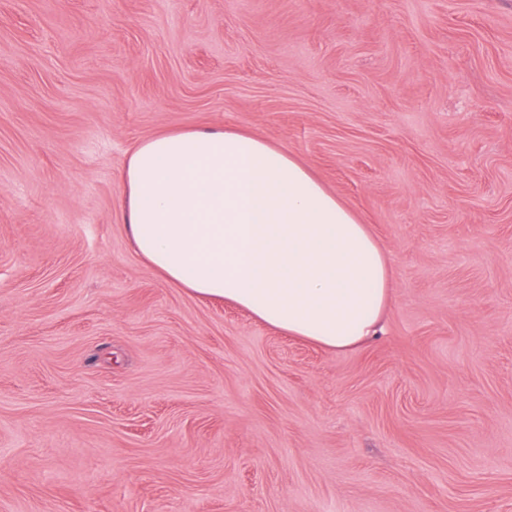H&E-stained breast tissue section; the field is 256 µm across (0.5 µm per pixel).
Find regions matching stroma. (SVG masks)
<instances>
[{"label":"stroma","instance_id":"1","mask_svg":"<svg viewBox=\"0 0 512 512\" xmlns=\"http://www.w3.org/2000/svg\"><path fill=\"white\" fill-rule=\"evenodd\" d=\"M224 127L386 249L377 338L135 252L128 151ZM0 512H512V0H0Z\"/></svg>","mask_w":512,"mask_h":512}]
</instances>
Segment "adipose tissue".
Here are the masks:
<instances>
[{"label": "adipose tissue", "mask_w": 512, "mask_h": 512, "mask_svg": "<svg viewBox=\"0 0 512 512\" xmlns=\"http://www.w3.org/2000/svg\"><path fill=\"white\" fill-rule=\"evenodd\" d=\"M120 180L128 236L167 281L332 350L377 333L388 255L294 152L243 131H170L137 142Z\"/></svg>", "instance_id": "ef3b65f1"}]
</instances>
